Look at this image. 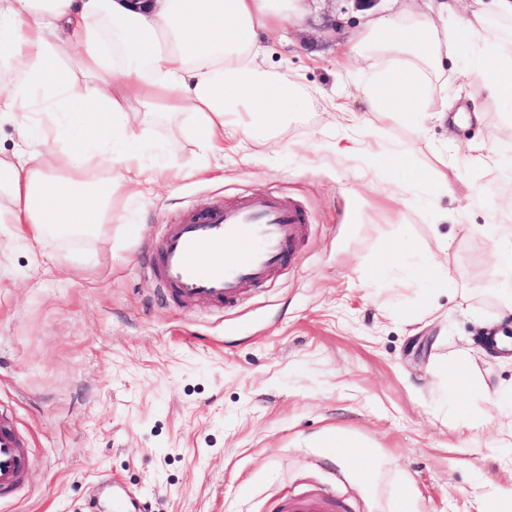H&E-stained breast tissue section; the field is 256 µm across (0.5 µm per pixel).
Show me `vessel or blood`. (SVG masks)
Returning a JSON list of instances; mask_svg holds the SVG:
<instances>
[{"instance_id":"b4317fda","label":"vessel or blood","mask_w":512,"mask_h":512,"mask_svg":"<svg viewBox=\"0 0 512 512\" xmlns=\"http://www.w3.org/2000/svg\"><path fill=\"white\" fill-rule=\"evenodd\" d=\"M305 222L299 206L274 194L213 206L165 225L155 275L176 299L215 307L237 303L244 284L266 281L283 266ZM26 463L24 442L0 416V491L22 483ZM343 510L331 496L293 497L280 506V512Z\"/></svg>"}]
</instances>
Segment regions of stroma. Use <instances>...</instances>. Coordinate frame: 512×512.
Listing matches in <instances>:
<instances>
[{
	"label": "stroma",
	"instance_id": "35a3bbf8",
	"mask_svg": "<svg viewBox=\"0 0 512 512\" xmlns=\"http://www.w3.org/2000/svg\"><path fill=\"white\" fill-rule=\"evenodd\" d=\"M363 16L354 0H309L304 22L265 33L266 66L300 81L306 111L277 141L220 156L153 128L147 167L185 177L114 191L111 224L71 242L73 260L0 224V415L28 458L0 512H110L113 483L131 512H274L302 493L348 512H487L491 498L512 512V356L484 344L512 327L493 258L512 198V141L494 137L505 115L487 104L452 147L447 125L369 111L347 48ZM326 94L358 115L357 155L337 153ZM382 137L398 157L369 152ZM473 141L496 166L471 160ZM400 166L421 179L398 182ZM265 193L309 218L291 260L236 306L164 297L151 268L163 226ZM434 264L447 278L407 274ZM463 359L460 398L444 371Z\"/></svg>",
	"mask_w": 512,
	"mask_h": 512
}]
</instances>
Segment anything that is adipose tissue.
<instances>
[{"label": "adipose tissue", "instance_id": "adipose-tissue-1", "mask_svg": "<svg viewBox=\"0 0 512 512\" xmlns=\"http://www.w3.org/2000/svg\"><path fill=\"white\" fill-rule=\"evenodd\" d=\"M367 20L350 53L369 74L367 108L423 127L448 116L436 88L468 43L467 76L512 112V0H423ZM301 0H0V125L32 121L38 141L0 155V224L38 246L112 221V190L141 193L154 124L185 117L206 153L227 134L275 137L306 93L262 67L261 31L297 22Z\"/></svg>", "mask_w": 512, "mask_h": 512}]
</instances>
